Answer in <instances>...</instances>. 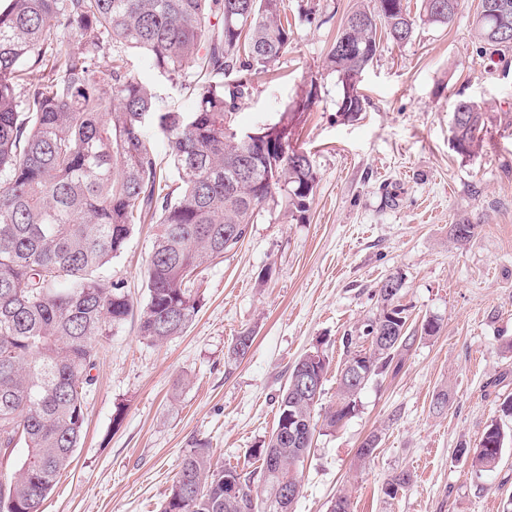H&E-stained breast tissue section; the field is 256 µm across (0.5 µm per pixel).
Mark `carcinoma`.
<instances>
[{"mask_svg": "<svg viewBox=\"0 0 512 512\" xmlns=\"http://www.w3.org/2000/svg\"><path fill=\"white\" fill-rule=\"evenodd\" d=\"M462 0H421L420 20L448 23ZM371 16L364 27L353 19ZM76 34L72 52L50 38L48 21ZM397 45L410 42L415 20L404 0H374L351 12L326 58L333 73L365 69L381 43L379 27ZM286 0H0V466L14 450V468L0 469V512H41L46 496L70 467L85 423L100 338L133 314L123 283L101 271L118 258L134 226L151 216L157 233L146 271L147 303L138 333L151 345L179 336L193 323L200 297L198 269L224 259L247 235L265 204L285 202L304 220L318 184L311 159L293 146L296 114L254 129L267 140L246 142L229 116L244 84L225 90L201 80L191 112H159L147 84L126 69L114 49H141L153 67L180 76L236 70L271 73L293 40ZM477 38L512 46V0H480ZM47 81H26L30 71ZM339 111H362L357 88L343 87ZM167 138L180 186L172 189L142 133L145 122ZM485 125L481 109L454 104L455 148L468 153ZM402 280L378 288L381 310L365 324L370 340L360 371L383 373L409 340L407 317L394 304ZM385 332L399 337L376 345ZM309 354L290 369L278 399L277 425L254 452L268 496L253 498L251 477L213 462L205 445L180 464L161 512H292L300 490L297 468L313 443L317 399L300 391ZM367 380L340 378V401L325 413L334 427L352 414ZM295 433H288V419ZM505 440L491 424L474 464L493 468ZM411 481L402 470L385 485L395 496Z\"/></svg>", "mask_w": 512, "mask_h": 512, "instance_id": "cac0c4a2", "label": "carcinoma"}]
</instances>
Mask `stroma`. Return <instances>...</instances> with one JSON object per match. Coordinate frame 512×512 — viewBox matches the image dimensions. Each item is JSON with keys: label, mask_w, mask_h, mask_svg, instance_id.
Masks as SVG:
<instances>
[{"label": "stroma", "mask_w": 512, "mask_h": 512, "mask_svg": "<svg viewBox=\"0 0 512 512\" xmlns=\"http://www.w3.org/2000/svg\"><path fill=\"white\" fill-rule=\"evenodd\" d=\"M372 3L288 0L294 39L275 76L252 77L234 125L276 123L312 92L293 139L319 178L306 218L266 205L222 263L199 269V309L184 334L154 346L132 317L104 337L81 443L42 512H160L199 442L215 462L250 473L254 496L265 498L252 451L276 426L290 367L323 351L329 367L315 415L335 408L347 340L379 314L377 290L391 276L402 279L411 328L432 319L439 330L408 341L359 392L350 417L316 428L293 512H328L341 494L352 512H512V417L500 410L512 399V48L482 50L479 0H464L449 23L418 24L407 44L382 40L358 77L362 110L348 119L326 55L347 15ZM121 54L158 109H194L195 72L172 77L142 50ZM460 100L485 114L466 156L450 132ZM466 220L478 232L460 244L452 227ZM155 230L136 225L109 269L139 307ZM247 328L252 347L232 358ZM442 390L448 405L438 411ZM495 422L510 439L494 468L476 469L470 455ZM372 433L375 455L359 459ZM401 470L410 485L386 496Z\"/></svg>", "instance_id": "stroma-1"}]
</instances>
